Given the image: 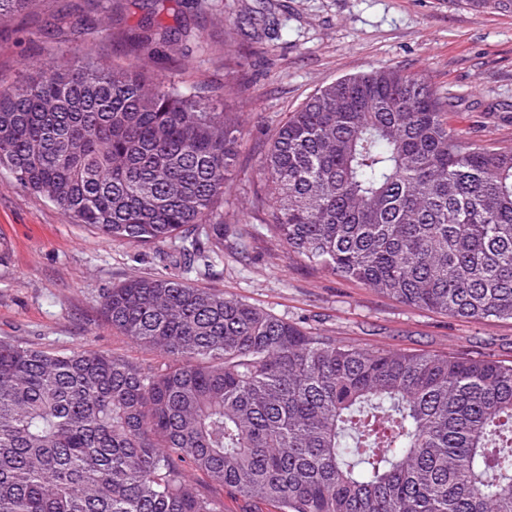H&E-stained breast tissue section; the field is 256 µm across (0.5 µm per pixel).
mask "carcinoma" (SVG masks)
<instances>
[{"label": "carcinoma", "instance_id": "1", "mask_svg": "<svg viewBox=\"0 0 512 512\" xmlns=\"http://www.w3.org/2000/svg\"><path fill=\"white\" fill-rule=\"evenodd\" d=\"M0 0L69 57L0 76V170L114 241L188 268L246 254L216 219L239 129L224 100L82 47L188 56L187 29L114 0ZM512 13V0H468ZM423 75L373 68L276 130L253 208L316 270L459 320H512V148L448 124ZM160 360L0 340V512H512V362L336 340L172 276L103 297Z\"/></svg>", "mask_w": 512, "mask_h": 512}]
</instances>
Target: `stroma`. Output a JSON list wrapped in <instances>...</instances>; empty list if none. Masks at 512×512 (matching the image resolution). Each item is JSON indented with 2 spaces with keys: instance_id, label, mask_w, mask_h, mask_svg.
I'll return each instance as SVG.
<instances>
[{
  "instance_id": "1",
  "label": "stroma",
  "mask_w": 512,
  "mask_h": 512,
  "mask_svg": "<svg viewBox=\"0 0 512 512\" xmlns=\"http://www.w3.org/2000/svg\"><path fill=\"white\" fill-rule=\"evenodd\" d=\"M156 0L166 25L184 21L192 65L185 85L221 94L240 128L224 188V221L251 243L208 269L184 270L167 246L114 241L75 224L0 173V337L56 351L86 348L156 361L105 324L106 292L133 276H180L245 299L337 340L391 350L489 354L512 361V321H464L411 308L358 282L306 267L267 234L251 207L267 144L322 86L372 68L426 76L452 106L448 122L492 146L512 144V14L466 0ZM44 44L20 22L0 35V74L47 65Z\"/></svg>"
}]
</instances>
